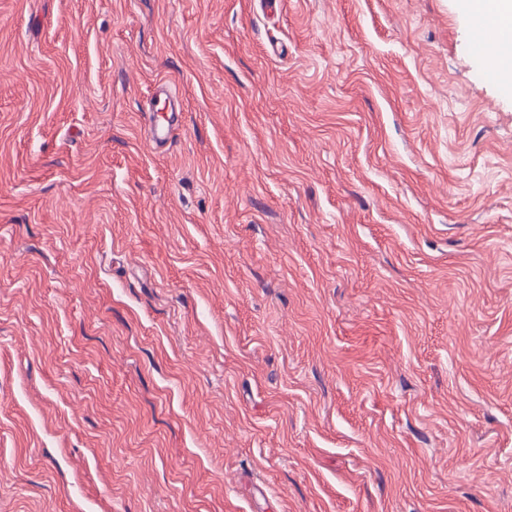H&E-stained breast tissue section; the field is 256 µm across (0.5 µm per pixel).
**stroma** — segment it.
Wrapping results in <instances>:
<instances>
[{
  "label": "stroma",
  "instance_id": "stroma-1",
  "mask_svg": "<svg viewBox=\"0 0 512 512\" xmlns=\"http://www.w3.org/2000/svg\"><path fill=\"white\" fill-rule=\"evenodd\" d=\"M470 38L465 0H0V512H512Z\"/></svg>",
  "mask_w": 512,
  "mask_h": 512
}]
</instances>
